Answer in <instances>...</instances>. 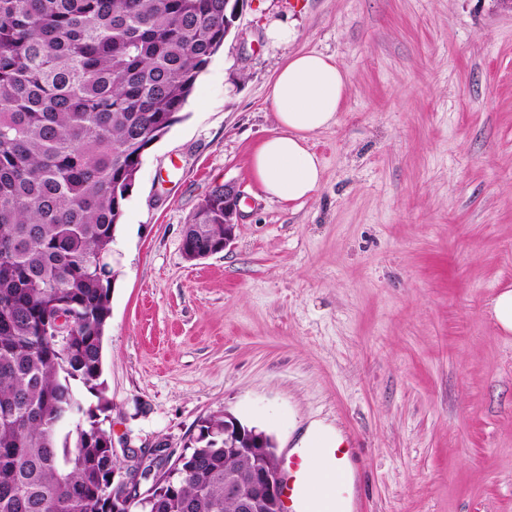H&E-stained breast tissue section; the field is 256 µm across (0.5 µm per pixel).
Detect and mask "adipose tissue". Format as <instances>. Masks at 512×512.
Wrapping results in <instances>:
<instances>
[{
	"label": "adipose tissue",
	"instance_id": "adipose-tissue-1",
	"mask_svg": "<svg viewBox=\"0 0 512 512\" xmlns=\"http://www.w3.org/2000/svg\"><path fill=\"white\" fill-rule=\"evenodd\" d=\"M348 74L332 57L290 56L269 88L276 128L252 157V174L264 194L284 202L310 199L320 189L323 166L310 135L336 124Z\"/></svg>",
	"mask_w": 512,
	"mask_h": 512
}]
</instances>
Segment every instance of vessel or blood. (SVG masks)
I'll use <instances>...</instances> for the list:
<instances>
[{"label": "vessel or blood", "instance_id": "obj_1", "mask_svg": "<svg viewBox=\"0 0 512 512\" xmlns=\"http://www.w3.org/2000/svg\"><path fill=\"white\" fill-rule=\"evenodd\" d=\"M332 466L320 482H312L307 449L285 455L281 466L285 512H357L349 500V471L356 457L348 442H326L323 450Z\"/></svg>", "mask_w": 512, "mask_h": 512}]
</instances>
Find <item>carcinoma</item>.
<instances>
[{"label":"carcinoma","mask_w":512,"mask_h":512,"mask_svg":"<svg viewBox=\"0 0 512 512\" xmlns=\"http://www.w3.org/2000/svg\"><path fill=\"white\" fill-rule=\"evenodd\" d=\"M225 2L0 0V512H241L224 477L252 461L224 455V414L200 421L143 506L98 417L125 195L224 45ZM223 242L218 185L182 250ZM63 308L76 320L59 345Z\"/></svg>","instance_id":"carcinoma-1"}]
</instances>
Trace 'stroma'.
<instances>
[{"instance_id": "stroma-1", "label": "stroma", "mask_w": 512, "mask_h": 512, "mask_svg": "<svg viewBox=\"0 0 512 512\" xmlns=\"http://www.w3.org/2000/svg\"><path fill=\"white\" fill-rule=\"evenodd\" d=\"M292 30L267 40L270 23ZM183 118L145 151L114 243L103 342L116 455L185 451L228 412L292 448L319 420L357 454L360 512H512V10L498 0H248ZM318 52L349 75L303 202L250 158L268 88ZM233 244L187 261L215 186ZM490 313L504 333L512 332V289L502 290L492 299Z\"/></svg>"}]
</instances>
